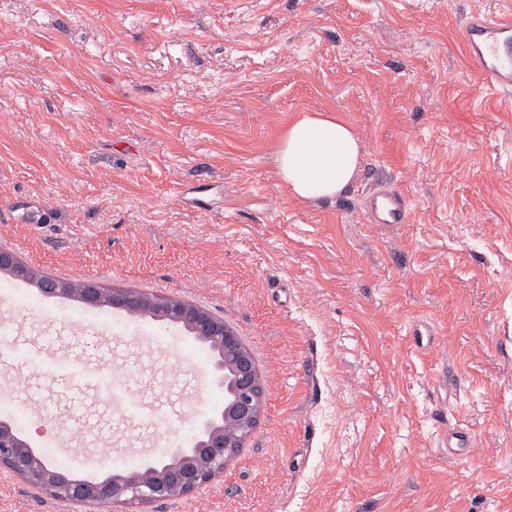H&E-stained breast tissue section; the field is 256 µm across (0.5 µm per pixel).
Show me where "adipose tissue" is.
Returning <instances> with one entry per match:
<instances>
[{"label":"adipose tissue","mask_w":512,"mask_h":512,"mask_svg":"<svg viewBox=\"0 0 512 512\" xmlns=\"http://www.w3.org/2000/svg\"><path fill=\"white\" fill-rule=\"evenodd\" d=\"M362 162V142L340 115L311 112L292 120L276 151L277 173L302 201L332 199L351 185Z\"/></svg>","instance_id":"ef3b65f1"}]
</instances>
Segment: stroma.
<instances>
[{
	"instance_id": "1",
	"label": "stroma",
	"mask_w": 512,
	"mask_h": 512,
	"mask_svg": "<svg viewBox=\"0 0 512 512\" xmlns=\"http://www.w3.org/2000/svg\"><path fill=\"white\" fill-rule=\"evenodd\" d=\"M505 0H0V249L50 278L190 303L230 325L264 413L223 474L144 505L55 499L0 472V512H512V107H484L462 20ZM300 112L363 143L353 184L304 202L275 151ZM410 223H366L375 185ZM0 274L18 350L105 335L73 297L29 307ZM432 333L414 346L412 326ZM113 364L139 407L0 366L21 434L59 472L162 458L152 419L201 423L194 338L132 316ZM62 416L58 437L27 387ZM79 399L85 418L66 410ZM468 429L476 459L448 454Z\"/></svg>"
}]
</instances>
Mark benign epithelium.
Masks as SVG:
<instances>
[{"label":"benign epithelium","mask_w":512,"mask_h":512,"mask_svg":"<svg viewBox=\"0 0 512 512\" xmlns=\"http://www.w3.org/2000/svg\"><path fill=\"white\" fill-rule=\"evenodd\" d=\"M0 273L33 282L46 296L76 295L90 307L108 305L129 314L150 315L183 326L218 353L213 377L224 387V408L203 422L188 447L172 449L163 462L113 472L102 479L69 477L51 468L28 438L10 422L1 420V470L63 501L147 504L194 492L223 473L244 447L261 417L265 391L251 354L224 321L176 299L152 298L131 291L107 294L91 285L75 288L24 266L8 251H0Z\"/></svg>","instance_id":"obj_1"}]
</instances>
